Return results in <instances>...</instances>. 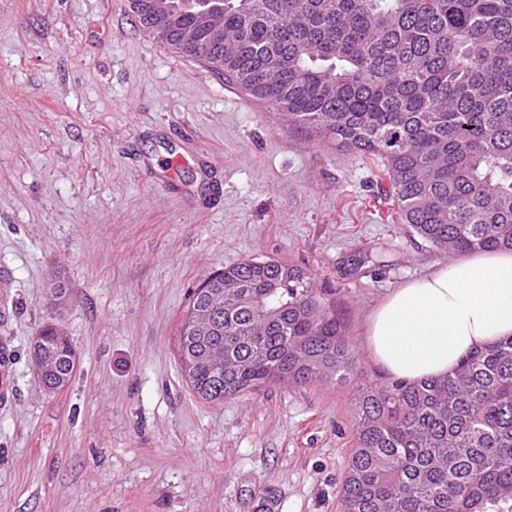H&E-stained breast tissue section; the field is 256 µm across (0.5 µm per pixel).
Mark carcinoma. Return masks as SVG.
<instances>
[{"label": "carcinoma", "instance_id": "cac0c4a2", "mask_svg": "<svg viewBox=\"0 0 512 512\" xmlns=\"http://www.w3.org/2000/svg\"><path fill=\"white\" fill-rule=\"evenodd\" d=\"M152 0H131L144 31ZM224 41L196 32L187 57L231 77L288 127L384 160L399 220L439 252L512 251V0H224ZM195 26L176 13L173 40ZM223 288L235 302L178 354L203 399L273 383L364 379L353 410L342 512H512V338L440 379L380 383L303 269L254 259L208 277L186 318ZM224 350V373L210 367ZM49 390L76 352L48 324L33 340Z\"/></svg>", "mask_w": 512, "mask_h": 512}]
</instances>
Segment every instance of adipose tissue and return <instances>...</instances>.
<instances>
[{
  "label": "adipose tissue",
  "instance_id": "obj_1",
  "mask_svg": "<svg viewBox=\"0 0 512 512\" xmlns=\"http://www.w3.org/2000/svg\"><path fill=\"white\" fill-rule=\"evenodd\" d=\"M512 336V251L476 252L396 288L371 316L368 347L391 378H441Z\"/></svg>",
  "mask_w": 512,
  "mask_h": 512
}]
</instances>
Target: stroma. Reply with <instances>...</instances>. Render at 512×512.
Listing matches in <instances>:
<instances>
[{"label": "stroma", "instance_id": "35a3bbf8", "mask_svg": "<svg viewBox=\"0 0 512 512\" xmlns=\"http://www.w3.org/2000/svg\"><path fill=\"white\" fill-rule=\"evenodd\" d=\"M388 188L381 160L289 128L149 37L129 0H0V512H341L355 385L207 401L178 336L208 276L290 263L385 381L368 317L442 259ZM50 323L77 352L57 392L30 355Z\"/></svg>", "mask_w": 512, "mask_h": 512}]
</instances>
